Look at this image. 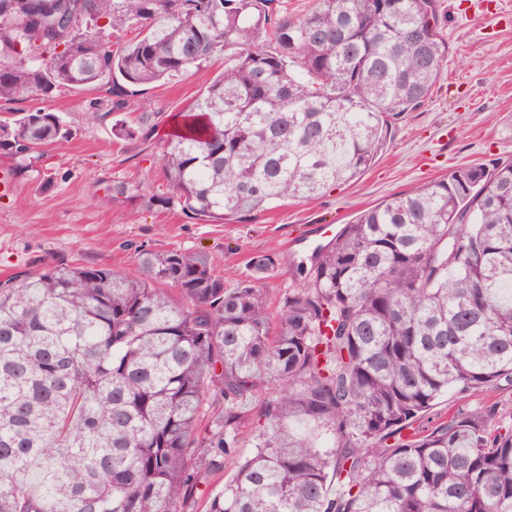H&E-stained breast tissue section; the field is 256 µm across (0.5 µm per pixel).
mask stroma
Masks as SVG:
<instances>
[{
    "instance_id": "1",
    "label": "stroma",
    "mask_w": 512,
    "mask_h": 512,
    "mask_svg": "<svg viewBox=\"0 0 512 512\" xmlns=\"http://www.w3.org/2000/svg\"><path fill=\"white\" fill-rule=\"evenodd\" d=\"M438 15L448 43L439 81L419 108L392 118L374 164L322 196L288 200L239 222L200 221L176 205L148 207L149 197L166 192L152 166L159 145L116 139L111 118L89 119L99 88L66 90L44 101V109L63 116L70 137L37 170L11 174L0 164V279L50 261L130 275L139 250L181 249L206 253L233 286L248 276L250 256L267 251L277 254L278 265L263 288L271 313H278L297 283V265L310 261L302 241L314 231L332 237L363 209L458 167L512 161V0H439ZM222 66L218 59L147 87L130 99L127 117L178 116ZM115 180L133 185L131 198L113 200L106 188Z\"/></svg>"
}]
</instances>
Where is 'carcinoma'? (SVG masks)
<instances>
[{
    "mask_svg": "<svg viewBox=\"0 0 512 512\" xmlns=\"http://www.w3.org/2000/svg\"><path fill=\"white\" fill-rule=\"evenodd\" d=\"M217 55L153 158L170 195L151 205L224 223L363 173L448 44L438 0L295 18L282 0H0V101L98 85L120 140L160 124L129 123V98ZM68 135L22 109L0 157L30 170ZM276 266L256 254L227 287L203 252L142 250L133 275L49 262L0 279V512H512V411L401 435L447 396L512 392V162L362 211L299 267L274 328L259 281Z\"/></svg>",
    "mask_w": 512,
    "mask_h": 512,
    "instance_id": "obj_1",
    "label": "carcinoma"
}]
</instances>
